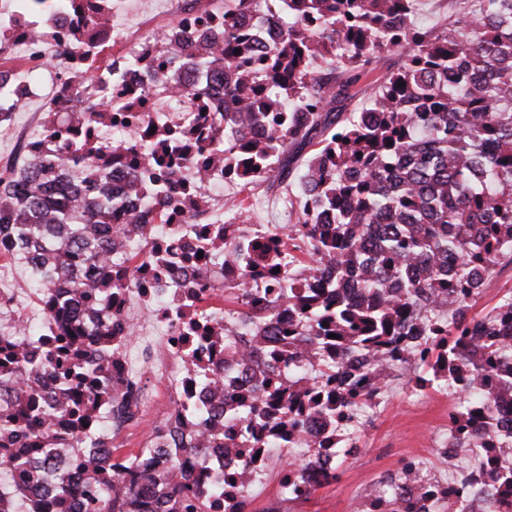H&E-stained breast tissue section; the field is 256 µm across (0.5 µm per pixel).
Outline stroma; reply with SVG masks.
<instances>
[{
    "label": "stroma",
    "instance_id": "obj_1",
    "mask_svg": "<svg viewBox=\"0 0 512 512\" xmlns=\"http://www.w3.org/2000/svg\"><path fill=\"white\" fill-rule=\"evenodd\" d=\"M419 369L409 363L398 368L383 396L374 419L363 426L361 451L340 464L335 481L299 500L277 497L273 482L252 488L247 512H357L358 499L379 478L400 471L407 463H422L442 470L453 478L455 466L476 465L470 448L460 449L454 465L444 466L435 457V447L448 429V415L457 410V401L440 389L423 396L411 392Z\"/></svg>",
    "mask_w": 512,
    "mask_h": 512
}]
</instances>
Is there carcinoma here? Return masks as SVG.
Segmentation results:
<instances>
[{"instance_id":"obj_1","label":"carcinoma","mask_w":512,"mask_h":512,"mask_svg":"<svg viewBox=\"0 0 512 512\" xmlns=\"http://www.w3.org/2000/svg\"><path fill=\"white\" fill-rule=\"evenodd\" d=\"M212 0L224 13V46L203 45L200 55L221 63L224 94L236 107L240 131L224 143V161L240 151L251 160L237 171L244 185L268 188L295 176L288 147L319 148L300 175L310 207L273 238L299 241L300 261L311 271L336 262V287L362 288L383 296L376 312L352 305L330 313L319 295L297 286L293 308L336 335L347 356L355 345L371 356L396 358L406 327L439 299L454 306L448 320L425 327L427 341L448 356L458 383L457 447L492 401L475 390L477 380L512 372V359L496 342H471L480 325H512V291L483 316L469 315L471 302L493 285L495 267L512 263V0H478L436 30L415 28L412 0H286L288 30L272 46L243 31L255 2ZM382 52L401 56L397 68L372 87L371 108L346 116L336 111L349 89L367 78ZM270 114L268 132L251 129L252 113ZM52 166L29 162L18 181L0 177V233L12 237L39 290L51 293L69 280L72 259L103 268L112 248V212L89 195L82 181L60 191ZM16 358L0 365V390L10 388L19 412L34 395L13 378ZM73 394L72 416L88 413L84 390L89 374L66 372ZM336 388L306 392L313 407L328 399L352 413L359 395ZM104 482L92 483L88 512H131L132 496H112ZM200 495L168 501L166 512H206Z\"/></svg>"}]
</instances>
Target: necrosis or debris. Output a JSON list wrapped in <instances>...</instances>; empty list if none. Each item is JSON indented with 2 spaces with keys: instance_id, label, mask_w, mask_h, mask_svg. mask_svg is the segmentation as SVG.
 Returning <instances> with one entry per match:
<instances>
[{
  "instance_id": "4bbe7bcc",
  "label": "necrosis or debris",
  "mask_w": 512,
  "mask_h": 512,
  "mask_svg": "<svg viewBox=\"0 0 512 512\" xmlns=\"http://www.w3.org/2000/svg\"><path fill=\"white\" fill-rule=\"evenodd\" d=\"M0 7V134H18L15 117L27 100L44 99L41 131L21 138L26 160L63 159L76 177L91 178L112 197V222L123 231L110 254L112 289L72 317V302L57 290L52 302H31L22 288L0 292V340L21 356L17 371L39 400H52L51 429L40 420L0 441L14 459L0 466V512H58V491L69 486L68 512H87L82 478L118 471L119 491L137 484L138 512H157L175 490L207 495L210 512H242L250 489L274 478L278 495L331 482L337 455L353 457L362 424L380 407L359 399L351 419L276 409L277 428L261 442L246 435L238 415L273 389L296 397L305 379L325 384L326 356L310 344L314 326L288 303L306 273L284 249H270L275 281L243 274L230 238L236 216H224L227 127L212 119L231 110L216 65L200 62L194 47L224 40V18L212 4L177 6L170 23L132 29L119 25L113 0H7ZM91 80H83L84 71ZM179 73L175 90L170 73ZM101 105L99 121L81 105ZM203 129L201 139L176 143L174 168L159 165L144 146L155 136ZM136 178L140 190L124 185ZM244 283L238 305L224 304V287ZM273 314L261 326L241 309ZM78 336L68 363L96 371L108 396L91 397L85 423H72L68 389L54 359L60 336ZM297 355L285 366V351ZM398 361H369L355 350L336 373L344 388L361 376L390 380ZM140 402L166 397V417L141 438L134 453L113 448L126 422L117 405L128 383ZM504 396L477 424L478 443L493 439L495 464L458 470L445 480L415 465L402 480L384 478L362 496L358 512H486L496 488L512 479V379ZM164 477H157V470Z\"/></svg>"
}]
</instances>
